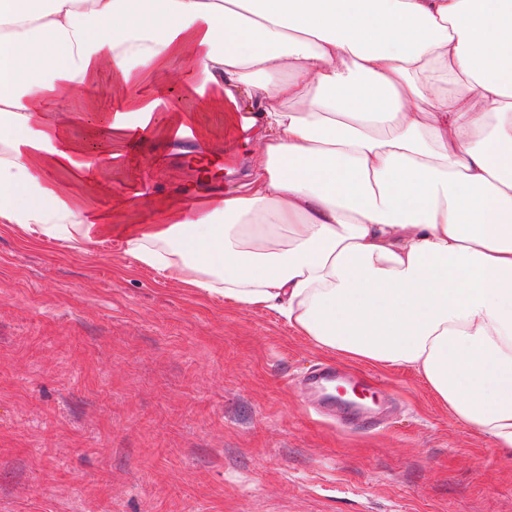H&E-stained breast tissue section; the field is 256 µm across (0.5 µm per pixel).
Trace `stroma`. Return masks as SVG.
Segmentation results:
<instances>
[{
    "mask_svg": "<svg viewBox=\"0 0 512 512\" xmlns=\"http://www.w3.org/2000/svg\"><path fill=\"white\" fill-rule=\"evenodd\" d=\"M145 82L157 114L219 127L188 62ZM50 112L110 155V73ZM277 313L0 224V512H512V457L408 367L352 363L389 424L316 417L295 382L336 363Z\"/></svg>",
    "mask_w": 512,
    "mask_h": 512,
    "instance_id": "obj_1",
    "label": "stroma"
}]
</instances>
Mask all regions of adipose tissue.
<instances>
[{"instance_id":"adipose-tissue-1","label":"adipose tissue","mask_w":512,"mask_h":512,"mask_svg":"<svg viewBox=\"0 0 512 512\" xmlns=\"http://www.w3.org/2000/svg\"><path fill=\"white\" fill-rule=\"evenodd\" d=\"M175 56L249 131L245 181L189 200L113 190L45 101L108 71L117 149L158 142L159 172L188 136L223 151L140 95ZM148 194L151 223L122 227L137 265L415 369L512 453V0H0V224L77 248Z\"/></svg>"}]
</instances>
